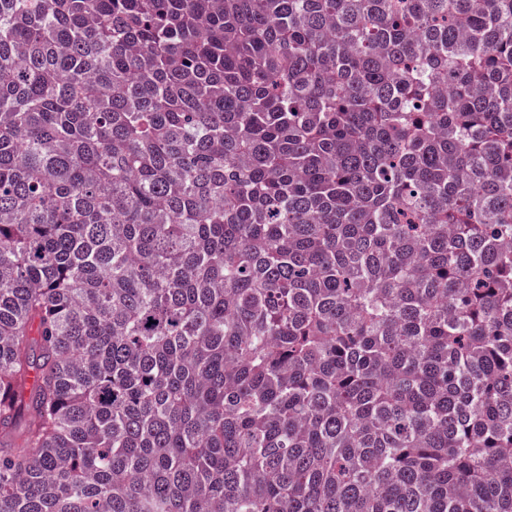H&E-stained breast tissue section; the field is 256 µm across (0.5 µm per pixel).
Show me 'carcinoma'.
Returning a JSON list of instances; mask_svg holds the SVG:
<instances>
[{"instance_id": "carcinoma-1", "label": "carcinoma", "mask_w": 512, "mask_h": 512, "mask_svg": "<svg viewBox=\"0 0 512 512\" xmlns=\"http://www.w3.org/2000/svg\"><path fill=\"white\" fill-rule=\"evenodd\" d=\"M0 512H512V0H0Z\"/></svg>"}]
</instances>
